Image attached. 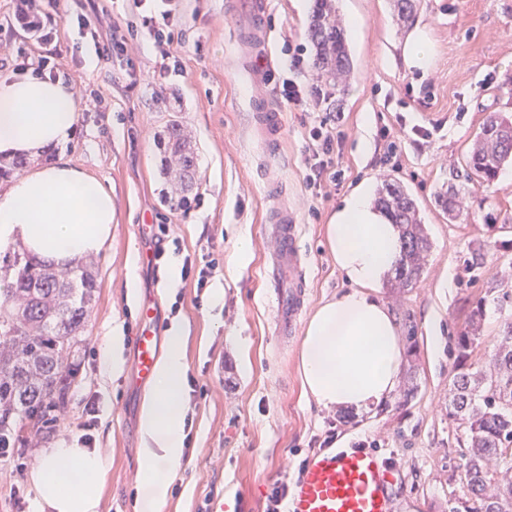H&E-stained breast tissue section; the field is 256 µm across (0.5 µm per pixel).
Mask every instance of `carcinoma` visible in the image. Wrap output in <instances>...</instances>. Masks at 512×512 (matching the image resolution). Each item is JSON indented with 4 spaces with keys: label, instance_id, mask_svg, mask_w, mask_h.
Returning <instances> with one entry per match:
<instances>
[{
    "label": "carcinoma",
    "instance_id": "carcinoma-1",
    "mask_svg": "<svg viewBox=\"0 0 512 512\" xmlns=\"http://www.w3.org/2000/svg\"><path fill=\"white\" fill-rule=\"evenodd\" d=\"M320 84L337 87L351 60L335 0H315L309 22ZM167 150L175 162L180 191L195 180V148L179 123L167 128ZM512 163V121L490 116L473 139L466 159L468 181L493 182ZM31 165L18 156L0 158V180ZM458 190L452 184L439 195L448 218H455ZM377 206L399 228L401 258L387 278L389 288H411L421 277L431 242L414 199L398 183L385 182ZM94 264L78 261L57 267L24 253L9 266L0 286V448L15 442L27 428L48 423L51 409L63 402L74 379V367L59 362L84 341L90 309L96 299ZM483 300H478L457 336V373L448 399V419L464 430L467 453L460 481L476 506L469 512H509L512 476L491 462L512 456V321L504 323L486 370L468 364L479 346Z\"/></svg>",
    "mask_w": 512,
    "mask_h": 512
}]
</instances>
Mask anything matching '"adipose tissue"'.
Here are the masks:
<instances>
[{"label":"adipose tissue","instance_id":"1","mask_svg":"<svg viewBox=\"0 0 512 512\" xmlns=\"http://www.w3.org/2000/svg\"><path fill=\"white\" fill-rule=\"evenodd\" d=\"M80 112L61 78H0V154L32 155L64 145ZM112 193L83 169L57 161L0 188V258L15 245L58 265L95 256L112 241ZM326 243L348 289L312 315L299 347L303 393L318 409L363 414L399 388L404 345L377 289L400 252L398 229L361 183L330 217ZM186 338L173 331L140 419L141 512H164L184 446ZM111 462L97 449L61 443L45 449L32 476L35 512H98Z\"/></svg>","mask_w":512,"mask_h":512}]
</instances>
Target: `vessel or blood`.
Wrapping results in <instances>:
<instances>
[{
  "mask_svg": "<svg viewBox=\"0 0 512 512\" xmlns=\"http://www.w3.org/2000/svg\"><path fill=\"white\" fill-rule=\"evenodd\" d=\"M265 4L254 0L253 23L247 39L258 66L252 79L264 85L268 61L269 31L264 24ZM257 126L268 138H276L281 126L279 112L262 105L254 113ZM300 226L294 211L273 205V222L267 230L276 248L265 266L273 290V307L279 325L297 329L306 303V272L297 248ZM155 304H144L133 339L136 375L149 383L162 351L161 329ZM395 479L377 455L364 451H320L312 455L297 479L288 487L284 512H393Z\"/></svg>",
  "mask_w": 512,
  "mask_h": 512,
  "instance_id": "vessel-or-blood-1",
  "label": "vessel or blood"
}]
</instances>
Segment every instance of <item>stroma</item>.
Here are the masks:
<instances>
[{
  "label": "stroma",
  "instance_id": "stroma-1",
  "mask_svg": "<svg viewBox=\"0 0 512 512\" xmlns=\"http://www.w3.org/2000/svg\"><path fill=\"white\" fill-rule=\"evenodd\" d=\"M252 0H181L185 38L172 58H162L138 9L129 0H98L112 19L138 26L129 56L144 78L127 89L118 62L96 53L90 36L67 21L74 0H47L57 23V77L77 93L96 92L101 112H81L74 138L52 151L100 179L112 191L116 222L112 244L95 256L98 292L89 312L86 341L72 358L75 380L52 411L44 432L0 458V512H34L31 475L43 449L90 439L112 462L99 512H139V423L149 389L132 382L130 338L138 307L157 305L163 332L187 338L185 442L181 466L169 487L164 512H265L276 483H291L314 452L339 446L375 452L398 472L395 512H448L464 501L459 466L461 429L448 418L456 366L455 339L477 299L485 301L480 363L512 316V164L493 185L451 180L490 113L512 118V0H417L411 21H399L391 0H336L342 19L359 15L360 32L345 31L352 61L345 86L330 100H310L307 111L282 110L277 144L264 146L253 126L255 94L241 36L251 22ZM271 33V81L316 84L315 50L308 25L315 0H266ZM422 22L433 41L428 71L407 68L402 47ZM23 47L25 57L0 50V76L21 60L34 63L46 48L35 42L0 0V41ZM302 45L306 64L290 66L289 46ZM332 114L346 133L335 155L344 176L313 197L306 186L304 151L309 117ZM178 120L196 152L194 199L177 206L165 171L166 126ZM399 145L386 164L383 128ZM275 174L301 226L298 248L307 273L311 318L348 284L325 240L330 216L363 181L380 188L405 185L420 209L432 248L415 287L378 295L400 328L414 326V371L401 387L415 386L404 405L388 404L373 416L328 413L307 401L298 369L300 336L276 332L263 268L274 242L266 224L265 189ZM460 187V214L448 219L437 201L449 183ZM169 224L166 256L190 258L194 273L171 280L145 263L154 245L142 225ZM251 248L240 256L239 237ZM484 263L469 270L475 246ZM218 268L204 288L195 273L208 261ZM221 302H214V293ZM121 336V373L100 370L104 345Z\"/></svg>",
  "mask_w": 512,
  "mask_h": 512
}]
</instances>
